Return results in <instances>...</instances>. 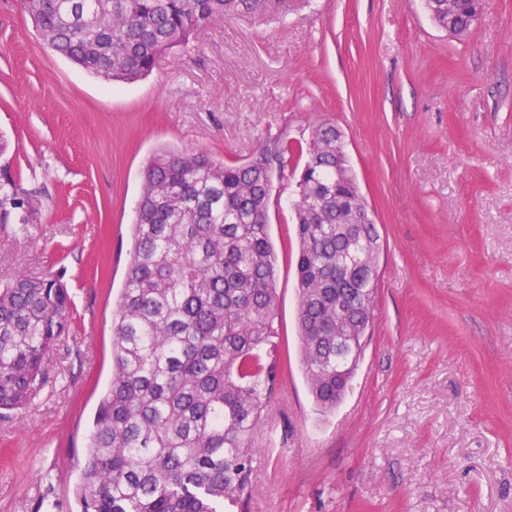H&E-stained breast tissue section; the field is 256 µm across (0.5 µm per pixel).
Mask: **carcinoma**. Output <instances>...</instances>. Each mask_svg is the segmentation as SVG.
<instances>
[{
  "instance_id": "cac0c4a2",
  "label": "carcinoma",
  "mask_w": 512,
  "mask_h": 512,
  "mask_svg": "<svg viewBox=\"0 0 512 512\" xmlns=\"http://www.w3.org/2000/svg\"><path fill=\"white\" fill-rule=\"evenodd\" d=\"M44 42L109 84L148 76L200 29L273 20L309 0H21ZM469 36L479 0H424ZM280 140L245 163L158 150L142 172L125 285L112 317V381L87 442L81 512H246L254 434L279 384L277 255L268 228ZM0 175V228L20 234L41 202ZM298 328L309 393L330 412L351 386L374 317L380 235L342 134L312 135L292 203ZM71 328L66 285L49 274L0 283V410L24 408Z\"/></svg>"
}]
</instances>
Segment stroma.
Returning <instances> with one entry per match:
<instances>
[{
    "label": "stroma",
    "instance_id": "stroma-1",
    "mask_svg": "<svg viewBox=\"0 0 512 512\" xmlns=\"http://www.w3.org/2000/svg\"><path fill=\"white\" fill-rule=\"evenodd\" d=\"M325 123L383 242L371 337L329 413L300 363L288 205ZM275 137L290 147L269 209L284 369L250 512H512V0H481L462 41L423 0H312L204 28L120 87L0 0V142L43 203L28 236L0 230V278L57 275L73 300L46 383L0 417V512L80 510L149 155L241 163Z\"/></svg>",
    "mask_w": 512,
    "mask_h": 512
}]
</instances>
